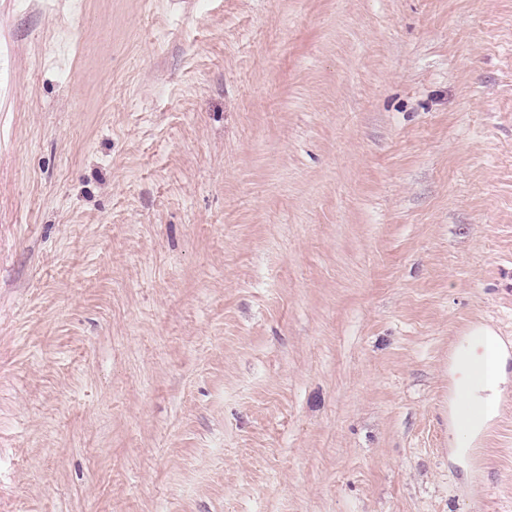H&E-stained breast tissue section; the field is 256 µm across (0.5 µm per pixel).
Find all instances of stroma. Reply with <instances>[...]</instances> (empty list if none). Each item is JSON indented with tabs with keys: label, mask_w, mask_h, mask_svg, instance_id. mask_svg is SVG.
Instances as JSON below:
<instances>
[{
	"label": "stroma",
	"mask_w": 512,
	"mask_h": 512,
	"mask_svg": "<svg viewBox=\"0 0 512 512\" xmlns=\"http://www.w3.org/2000/svg\"><path fill=\"white\" fill-rule=\"evenodd\" d=\"M0 512H512V0H0ZM474 333L483 336L488 342L486 357L488 363V377L479 385H468L466 376L469 370V353L460 345L454 352V371L456 378V392L462 393V400L456 402L454 425L459 436V444L465 445L468 437L490 420L498 408L497 396L500 386L505 382V366L507 351L494 331L487 326H479ZM461 413L469 416L468 424L460 422Z\"/></svg>",
	"instance_id": "stroma-1"
}]
</instances>
